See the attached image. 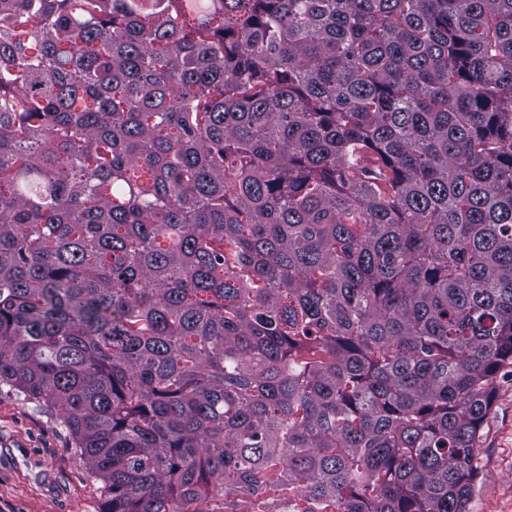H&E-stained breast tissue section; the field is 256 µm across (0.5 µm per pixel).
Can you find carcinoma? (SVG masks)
<instances>
[{
	"mask_svg": "<svg viewBox=\"0 0 512 512\" xmlns=\"http://www.w3.org/2000/svg\"><path fill=\"white\" fill-rule=\"evenodd\" d=\"M512 365V0H0V381L101 512H468Z\"/></svg>",
	"mask_w": 512,
	"mask_h": 512,
	"instance_id": "obj_1",
	"label": "carcinoma"
}]
</instances>
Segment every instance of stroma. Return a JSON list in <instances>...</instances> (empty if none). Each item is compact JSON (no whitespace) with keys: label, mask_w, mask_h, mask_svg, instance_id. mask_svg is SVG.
<instances>
[{"label":"stroma","mask_w":512,"mask_h":512,"mask_svg":"<svg viewBox=\"0 0 512 512\" xmlns=\"http://www.w3.org/2000/svg\"><path fill=\"white\" fill-rule=\"evenodd\" d=\"M469 512H512V369L497 375ZM100 483L56 410L0 383V512H100Z\"/></svg>","instance_id":"obj_1"}]
</instances>
